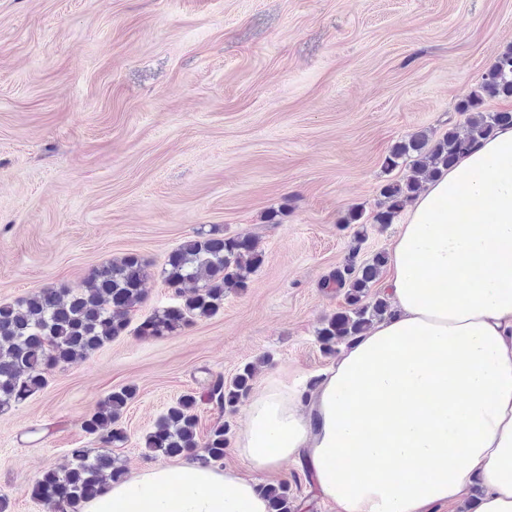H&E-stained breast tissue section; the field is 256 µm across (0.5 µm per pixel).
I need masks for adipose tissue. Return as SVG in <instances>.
I'll use <instances>...</instances> for the list:
<instances>
[{"instance_id":"obj_1","label":"adipose tissue","mask_w":512,"mask_h":512,"mask_svg":"<svg viewBox=\"0 0 512 512\" xmlns=\"http://www.w3.org/2000/svg\"><path fill=\"white\" fill-rule=\"evenodd\" d=\"M383 282L391 311L340 350L314 395L272 382L237 450L256 472L305 460L336 512H512V126L410 203ZM83 512H268L254 480L159 463Z\"/></svg>"}]
</instances>
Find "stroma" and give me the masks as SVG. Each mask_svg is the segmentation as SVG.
<instances>
[{"label": "stroma", "instance_id": "stroma-1", "mask_svg": "<svg viewBox=\"0 0 512 512\" xmlns=\"http://www.w3.org/2000/svg\"><path fill=\"white\" fill-rule=\"evenodd\" d=\"M509 48L512 0H0V302L131 252L149 264L124 335L0 412L7 512H56L31 486L100 450L83 420L112 389L137 388L115 451L132 474L161 461L145 448L157 419L216 375L252 362L255 387L310 388L334 360L316 332L346 306L325 280L388 251L406 220L358 240L343 217L373 213L407 175L383 167L393 145L465 124L458 99ZM211 226L258 240L248 289L172 336H139L173 302L167 254ZM245 412L197 410L201 432L229 427L217 470L336 512L301 462L247 468Z\"/></svg>", "mask_w": 512, "mask_h": 512}]
</instances>
